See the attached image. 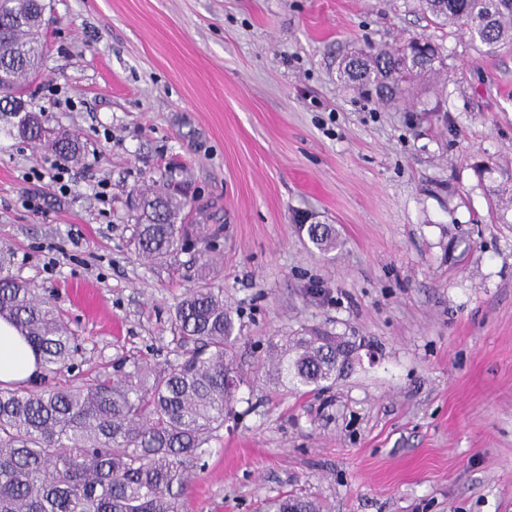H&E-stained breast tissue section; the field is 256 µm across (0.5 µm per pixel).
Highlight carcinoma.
Wrapping results in <instances>:
<instances>
[{"instance_id":"1","label":"carcinoma","mask_w":512,"mask_h":512,"mask_svg":"<svg viewBox=\"0 0 512 512\" xmlns=\"http://www.w3.org/2000/svg\"><path fill=\"white\" fill-rule=\"evenodd\" d=\"M441 26L457 25L472 42L493 50L512 40V0H418ZM43 0H0V101L26 94L40 67ZM442 47L412 37L403 48L370 45L341 62L339 78L382 105H396L445 72ZM28 142L42 140L37 122L18 125ZM73 158L77 138L51 140ZM188 203L157 186L142 195L135 246L162 259L200 236L185 223ZM0 319L25 336L38 370L19 387L0 386V512H188L186 490L209 442L233 412L240 380L233 356L239 337L222 293L202 284L186 293L171 316L182 353L161 367L135 363L114 378H84L45 388L80 355L79 337L56 306L0 263ZM270 373L293 390L333 382L349 355L339 336H273ZM273 512H316L309 501L286 497Z\"/></svg>"}]
</instances>
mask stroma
Instances as JSON below:
<instances>
[{
    "mask_svg": "<svg viewBox=\"0 0 512 512\" xmlns=\"http://www.w3.org/2000/svg\"><path fill=\"white\" fill-rule=\"evenodd\" d=\"M46 3L25 99L81 151L59 197L28 178L55 153L0 112V258L80 336V376L172 360L174 306L203 275L222 291L241 386L190 512L283 495L512 512V42L484 52L417 0ZM416 36L443 47L442 94L387 107L340 81L347 53ZM155 184L205 209L213 259L138 255L134 198ZM307 216L335 249L315 248ZM308 330L352 342L348 369L274 387L269 338Z\"/></svg>",
    "mask_w": 512,
    "mask_h": 512,
    "instance_id": "1",
    "label": "stroma"
}]
</instances>
